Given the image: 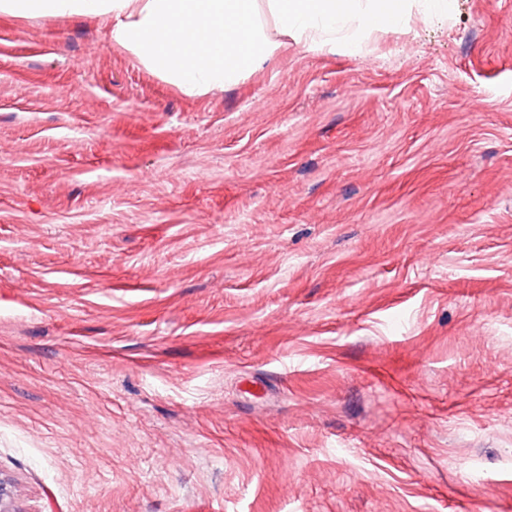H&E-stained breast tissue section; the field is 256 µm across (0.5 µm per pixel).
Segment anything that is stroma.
<instances>
[{
  "label": "stroma",
  "mask_w": 512,
  "mask_h": 512,
  "mask_svg": "<svg viewBox=\"0 0 512 512\" xmlns=\"http://www.w3.org/2000/svg\"><path fill=\"white\" fill-rule=\"evenodd\" d=\"M0 12L21 512H512V0L200 96Z\"/></svg>",
  "instance_id": "stroma-1"
}]
</instances>
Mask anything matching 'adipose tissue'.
I'll return each mask as SVG.
<instances>
[{
  "instance_id": "1",
  "label": "adipose tissue",
  "mask_w": 512,
  "mask_h": 512,
  "mask_svg": "<svg viewBox=\"0 0 512 512\" xmlns=\"http://www.w3.org/2000/svg\"><path fill=\"white\" fill-rule=\"evenodd\" d=\"M0 11L108 16L114 44L184 93L239 82L289 42L357 50L411 12L448 17L447 0H0Z\"/></svg>"
}]
</instances>
